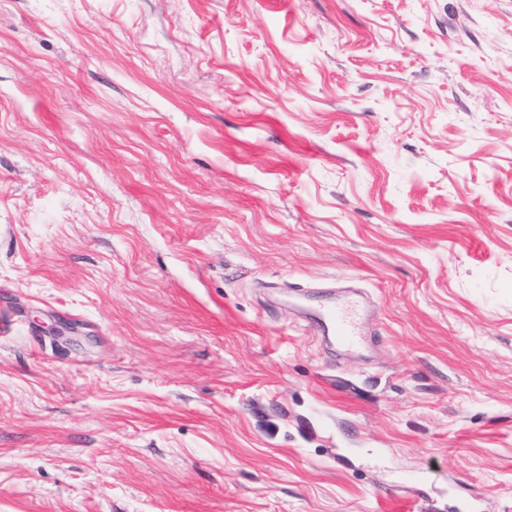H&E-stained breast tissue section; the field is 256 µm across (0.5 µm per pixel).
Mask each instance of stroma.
Returning a JSON list of instances; mask_svg holds the SVG:
<instances>
[{"label": "stroma", "instance_id": "stroma-1", "mask_svg": "<svg viewBox=\"0 0 512 512\" xmlns=\"http://www.w3.org/2000/svg\"><path fill=\"white\" fill-rule=\"evenodd\" d=\"M0 323V512H512V0H0ZM310 324L314 331L322 329L328 335L335 336L336 343L344 350L360 349L367 341L357 301L320 306Z\"/></svg>", "mask_w": 512, "mask_h": 512}]
</instances>
